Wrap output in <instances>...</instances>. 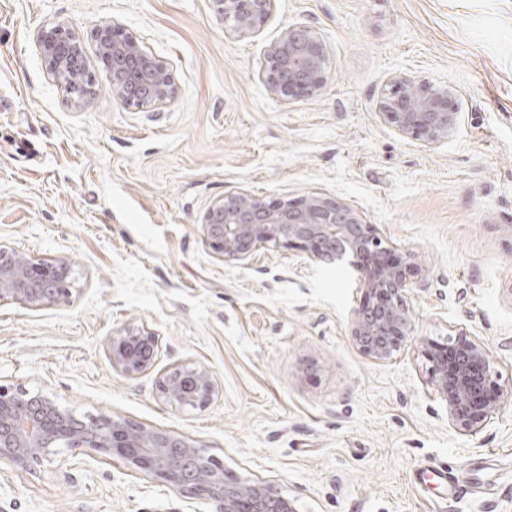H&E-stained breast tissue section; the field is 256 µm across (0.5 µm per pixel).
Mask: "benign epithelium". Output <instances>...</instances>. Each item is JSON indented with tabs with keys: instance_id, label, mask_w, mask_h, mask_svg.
I'll list each match as a JSON object with an SVG mask.
<instances>
[{
	"instance_id": "obj_1",
	"label": "benign epithelium",
	"mask_w": 512,
	"mask_h": 512,
	"mask_svg": "<svg viewBox=\"0 0 512 512\" xmlns=\"http://www.w3.org/2000/svg\"><path fill=\"white\" fill-rule=\"evenodd\" d=\"M274 0H212L214 15L240 34L257 32L269 18ZM96 58L108 70L112 90L130 106L154 108L177 90L169 62L147 52L119 23L105 21L92 35ZM36 48L52 81L76 108L92 104L94 88L86 65L85 45L65 24L48 22L36 34ZM262 80L282 102L319 94L328 81V54L317 32L288 26L265 49ZM452 93L404 76L391 79L379 116L402 136L448 138L458 125L449 105ZM202 241L224 262H245L261 250L299 247L318 261L347 260L365 291L353 310L349 335L357 350L374 361L389 359L413 332L405 295L428 285L426 276L411 278L413 263H384L390 248L379 229L366 223L351 205L310 194L267 202L240 192L215 199L201 224ZM75 273L65 258L45 259L0 244V303L27 309L72 304ZM161 336L147 328H128L110 338L112 368L129 379L154 370ZM456 359L448 361L432 348L431 382L448 408V421L461 431L477 433L500 409L502 393L484 394L491 359L485 345L468 338L464 328L448 337ZM156 390L162 403L202 408L217 391L212 372L200 365L173 364L161 371ZM65 449L72 455L92 450L102 458H120L166 484L209 501L214 512H296L277 488L244 481L224 472L214 458L181 436L151 431L101 414L79 419L53 399L0 385V460L21 468Z\"/></svg>"
}]
</instances>
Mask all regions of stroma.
Masks as SVG:
<instances>
[{"label":"stroma","mask_w":512,"mask_h":512,"mask_svg":"<svg viewBox=\"0 0 512 512\" xmlns=\"http://www.w3.org/2000/svg\"><path fill=\"white\" fill-rule=\"evenodd\" d=\"M114 20L171 65L178 92L127 106L95 54L97 96L75 109L48 76L38 28L89 38ZM329 54L317 96L279 102L261 72L287 26ZM449 88L448 139L402 137L378 106L392 76ZM317 192L415 255L413 333L392 358L348 332L362 299L344 264L300 248L224 263L200 238L227 194ZM0 242L78 273L71 306L0 305V383L85 416L183 436L297 512H512V400L478 433L448 423L423 355L464 326L512 388V0H275L253 35L225 32L211 0H0ZM146 326L158 366L208 367L203 408L161 403L155 372L112 369L110 337ZM448 469V491L435 478ZM0 512H211L203 499L96 454L0 461Z\"/></svg>","instance_id":"1"}]
</instances>
